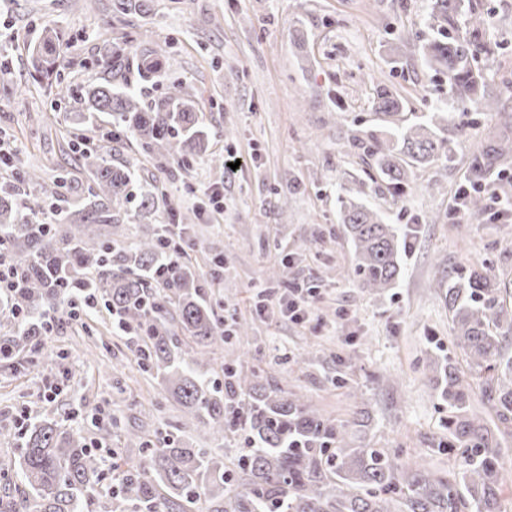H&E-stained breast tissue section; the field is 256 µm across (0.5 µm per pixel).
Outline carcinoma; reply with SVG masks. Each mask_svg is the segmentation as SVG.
<instances>
[{"label":"carcinoma","instance_id":"obj_1","mask_svg":"<svg viewBox=\"0 0 512 512\" xmlns=\"http://www.w3.org/2000/svg\"><path fill=\"white\" fill-rule=\"evenodd\" d=\"M434 36L421 46L435 72L448 82L445 111L429 119L402 111L393 91L377 85L375 116L387 138L356 130L349 147L389 188L404 192L413 169L452 157L467 135L457 110L493 117L509 109L512 82L490 90L478 67L494 49L485 40L486 15L465 0H429ZM150 0H112V16H142ZM54 26L42 28L31 52L36 73L54 86L55 101L80 105L64 109V121L95 124L106 115L141 154L182 163L203 155L209 134L196 95L181 82L152 101L148 84L166 75L165 56L145 40L102 41L91 62L94 77L82 87L65 78V55ZM87 173L86 200L74 205L63 193L48 203L36 168L16 161L15 182L0 196V240L17 262L23 289L3 299L7 309L29 315L10 336L0 337V354L43 338L41 316L81 285H89L106 308L140 335L134 356L146 372L161 379L165 399L176 402L203 426L197 443L169 440L161 448L131 431L127 444L142 450L135 463L112 466L117 492L143 512H185V503L204 499L207 512H503L500 492L507 480L496 434L473 408L482 400L496 414L495 427L512 430V289L479 271L448 283V314L460 357L440 371V397L448 403V452L457 475L438 474L403 461L397 450L351 446L346 435L363 425L364 412L337 420L303 397L283 389L261 363L248 371L241 361L224 363V391L211 385L205 367L224 348V322L204 299L190 267L172 258L166 280L154 276L168 256L164 237L132 238L112 245L104 227L170 208L164 176L157 166L149 188L133 193L134 173L105 154L78 150ZM512 169V136L489 139L470 168L465 212L481 217L487 199L480 186ZM139 203L134 211L128 204ZM340 220L357 254L354 275L370 291L391 288L402 274L399 228L385 222L359 200H340ZM246 435L249 448L227 465L208 445L225 434ZM105 461L77 430L52 421L33 427L13 464L15 478L34 502V512H91L107 494L100 486Z\"/></svg>","mask_w":512,"mask_h":512}]
</instances>
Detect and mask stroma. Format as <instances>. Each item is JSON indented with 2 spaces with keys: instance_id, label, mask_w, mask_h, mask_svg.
I'll return each instance as SVG.
<instances>
[{
  "instance_id": "stroma-1",
  "label": "stroma",
  "mask_w": 512,
  "mask_h": 512,
  "mask_svg": "<svg viewBox=\"0 0 512 512\" xmlns=\"http://www.w3.org/2000/svg\"><path fill=\"white\" fill-rule=\"evenodd\" d=\"M472 4L492 20L486 38L495 53L480 63L486 82L512 81V0ZM428 12L429 0H153L148 15L123 22L112 19L109 0H0V31L18 37L11 72L0 76V143L41 168L47 192L65 170L73 186L86 187L74 170V137L33 77L30 45L44 24L58 26L68 38L65 75L77 86L92 76L85 63L101 45L104 20L113 38L137 34L167 46L169 81L196 91L213 133L210 154L240 160L230 175L210 155L197 157L173 166L166 182L175 215L187 218L206 254L198 272L221 300L220 314L249 322L246 337L225 342L222 359L259 349L280 385L327 414L345 421L368 412L365 426L348 431L352 446L398 448L448 473V410L433 384L438 361L455 350L448 281L472 269L512 279V223L496 217L502 200L490 197L474 220L455 212V194L501 123L469 112L453 161L416 170L395 197L348 146L353 129L376 125L377 85L396 91L408 112L432 113L446 99L447 83L421 57ZM298 30L305 45L293 38ZM85 135L113 163L135 169L138 182L151 181L153 161L128 140L100 128ZM214 190L224 195L219 215L209 202ZM357 195L386 222L415 231L400 279L379 292L355 282L354 248L340 224V199ZM281 262L289 282L319 289L306 323L253 312V295ZM57 314L42 349L0 357V465L19 458L23 433L43 420L82 430L91 444L93 415H112L120 430L107 447L131 461L140 452L127 447L125 431L158 444L197 438V420L162 398L111 312L99 305L77 319Z\"/></svg>"
}]
</instances>
